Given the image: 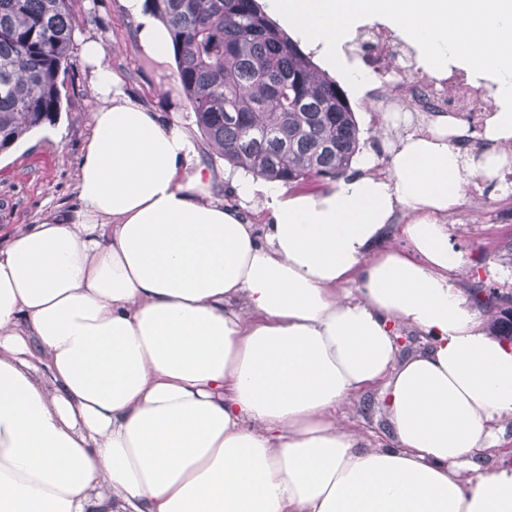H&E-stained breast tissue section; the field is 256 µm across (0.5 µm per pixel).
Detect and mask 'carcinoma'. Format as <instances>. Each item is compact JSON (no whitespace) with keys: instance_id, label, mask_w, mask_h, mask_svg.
Masks as SVG:
<instances>
[{"instance_id":"carcinoma-1","label":"carcinoma","mask_w":512,"mask_h":512,"mask_svg":"<svg viewBox=\"0 0 512 512\" xmlns=\"http://www.w3.org/2000/svg\"><path fill=\"white\" fill-rule=\"evenodd\" d=\"M167 26L178 78L212 154L294 187L347 174L360 151L346 92L258 0H146ZM72 0H0V152L57 120L73 50ZM512 296L479 302L512 338Z\"/></svg>"}]
</instances>
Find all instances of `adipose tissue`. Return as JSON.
Wrapping results in <instances>:
<instances>
[{"mask_svg":"<svg viewBox=\"0 0 512 512\" xmlns=\"http://www.w3.org/2000/svg\"><path fill=\"white\" fill-rule=\"evenodd\" d=\"M121 4L165 58L167 27ZM267 7L331 62L376 20L423 71L491 80L486 150L409 134L389 177L370 151L317 196L228 177L80 39L97 106L78 204L0 246V512H512V466L486 463L512 345L452 281L443 221L512 139V0ZM225 179L267 224L225 204ZM399 212L403 249L384 243ZM401 327L428 348L400 359ZM379 381L395 443L370 448L336 410Z\"/></svg>","mask_w":512,"mask_h":512,"instance_id":"adipose-tissue-1","label":"adipose tissue"}]
</instances>
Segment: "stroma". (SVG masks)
<instances>
[{"label": "stroma", "instance_id": "35a3bbf8", "mask_svg": "<svg viewBox=\"0 0 512 512\" xmlns=\"http://www.w3.org/2000/svg\"><path fill=\"white\" fill-rule=\"evenodd\" d=\"M72 11L75 34L103 41L105 61L125 92L161 123L180 124L192 138H199L174 57L158 60L143 50L137 24L120 0H73ZM377 93L372 86L363 95L349 98L366 151L377 146L379 136L395 134L376 110ZM95 106L89 74L79 54H72L55 123L34 130L11 150L0 153V245L15 230L41 223L53 210L75 207L79 164ZM478 189L476 198L462 194L445 218L449 242L463 255L451 277L468 297L512 294V262L506 257L512 243V195L484 180ZM339 413L370 447L392 445L381 385L348 397Z\"/></svg>", "mask_w": 512, "mask_h": 512}]
</instances>
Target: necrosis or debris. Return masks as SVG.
<instances>
[{"label": "necrosis or debris", "instance_id": "necrosis-or-debris-1", "mask_svg": "<svg viewBox=\"0 0 512 512\" xmlns=\"http://www.w3.org/2000/svg\"><path fill=\"white\" fill-rule=\"evenodd\" d=\"M367 35L361 61L380 82L382 111L424 112L437 124L462 120L485 129L495 106L487 89L475 85L466 70L454 68L440 78L420 75L411 62L400 58L399 41L389 29L376 24Z\"/></svg>", "mask_w": 512, "mask_h": 512}]
</instances>
